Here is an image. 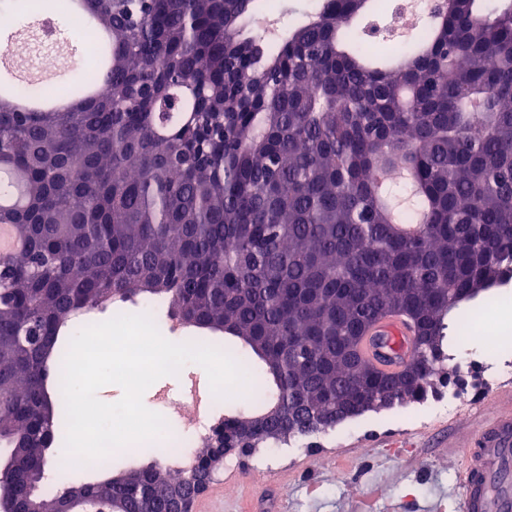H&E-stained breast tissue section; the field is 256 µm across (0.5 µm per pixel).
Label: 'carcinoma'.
Here are the masks:
<instances>
[{"label": "carcinoma", "mask_w": 512, "mask_h": 512, "mask_svg": "<svg viewBox=\"0 0 512 512\" xmlns=\"http://www.w3.org/2000/svg\"><path fill=\"white\" fill-rule=\"evenodd\" d=\"M262 0L90 5L109 64L64 84V112L0 97V209L23 248L0 257V500L67 512L73 498L178 487L157 464L41 490L60 417L49 372L62 334L107 304L162 298L230 350L252 412L285 441L360 414L339 401L419 403L449 360L448 315L512 276V0L431 11L408 50L363 37L381 0H324L271 49ZM421 219L419 233L399 225ZM396 311L414 328L405 383L362 367L354 337ZM247 421L224 418L195 464Z\"/></svg>", "instance_id": "cac0c4a2"}]
</instances>
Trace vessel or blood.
I'll return each mask as SVG.
<instances>
[{"instance_id":"obj_1","label":"vessel or blood","mask_w":512,"mask_h":512,"mask_svg":"<svg viewBox=\"0 0 512 512\" xmlns=\"http://www.w3.org/2000/svg\"><path fill=\"white\" fill-rule=\"evenodd\" d=\"M395 359L407 356L413 333L399 318L382 320L378 331ZM512 460V417L498 415L482 429L473 448L467 449L461 474L465 512H512V492L500 481L506 462Z\"/></svg>"}]
</instances>
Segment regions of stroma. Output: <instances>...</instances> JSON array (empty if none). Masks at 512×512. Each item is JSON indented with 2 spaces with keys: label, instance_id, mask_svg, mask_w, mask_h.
<instances>
[{
  "label": "stroma",
  "instance_id": "stroma-1",
  "mask_svg": "<svg viewBox=\"0 0 512 512\" xmlns=\"http://www.w3.org/2000/svg\"><path fill=\"white\" fill-rule=\"evenodd\" d=\"M35 43L32 36L2 34L0 52L36 57L44 75L33 83L41 91L82 79L78 57L59 58L52 47L38 52ZM423 413L417 403L397 405L384 414L385 435L362 416L348 421L343 436L327 432L293 455L283 445L230 457L215 474L224 486L216 512H356L371 488L375 512H420L428 501L436 512H459L463 450L493 414L470 408L426 423Z\"/></svg>",
  "mask_w": 512,
  "mask_h": 512
}]
</instances>
